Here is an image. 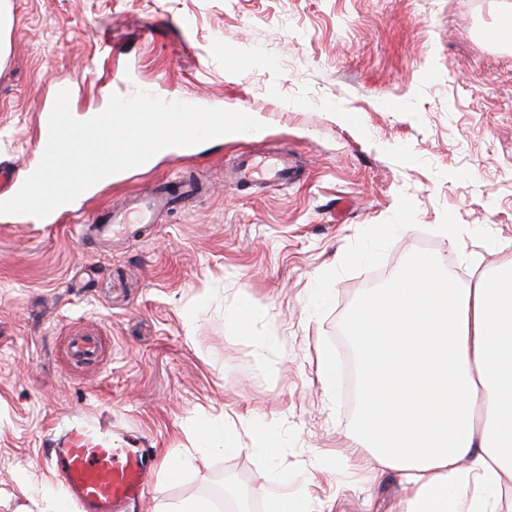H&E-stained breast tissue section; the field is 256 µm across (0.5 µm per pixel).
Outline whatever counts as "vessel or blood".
<instances>
[{"mask_svg":"<svg viewBox=\"0 0 512 512\" xmlns=\"http://www.w3.org/2000/svg\"><path fill=\"white\" fill-rule=\"evenodd\" d=\"M236 175L245 183L283 184L293 168L284 153L248 155L238 163ZM171 205V197L160 191L144 199L134 197L113 206L106 223L82 224L78 230L94 233L105 243L126 225L155 223ZM98 351V340L90 334L76 332L69 338L68 352L76 361L94 360ZM54 463L65 485L59 512H123L128 502L144 496L148 486L150 468L143 449L114 440L111 429L102 425L71 423L56 442Z\"/></svg>","mask_w":512,"mask_h":512,"instance_id":"vessel-or-blood-1","label":"vessel or blood"}]
</instances>
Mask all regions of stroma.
Instances as JSON below:
<instances>
[{
  "label": "stroma",
  "instance_id": "1",
  "mask_svg": "<svg viewBox=\"0 0 512 512\" xmlns=\"http://www.w3.org/2000/svg\"><path fill=\"white\" fill-rule=\"evenodd\" d=\"M11 6L0 166L18 177L38 164V114L65 88L80 115L136 88L243 109L265 128L187 158L157 153L41 224L0 215V512L60 497L48 458L72 418L150 449L129 512L210 501L224 481L264 512L267 478L313 512H402L397 472L370 481L355 467L346 314L409 266L450 264L463 285L512 260V0ZM114 71L132 87L111 84ZM283 150L295 182L232 181L239 153ZM189 176L207 192L146 234L102 248L72 231ZM76 329L98 337L95 363L68 360ZM209 423L234 451L205 446Z\"/></svg>",
  "mask_w": 512,
  "mask_h": 512
}]
</instances>
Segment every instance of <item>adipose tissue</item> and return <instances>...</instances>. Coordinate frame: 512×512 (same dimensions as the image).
<instances>
[{
    "mask_svg": "<svg viewBox=\"0 0 512 512\" xmlns=\"http://www.w3.org/2000/svg\"><path fill=\"white\" fill-rule=\"evenodd\" d=\"M348 325L372 446L359 467L398 471L404 512H497L512 476V261L462 287L405 268Z\"/></svg>",
    "mask_w": 512,
    "mask_h": 512,
    "instance_id": "obj_1",
    "label": "adipose tissue"
}]
</instances>
